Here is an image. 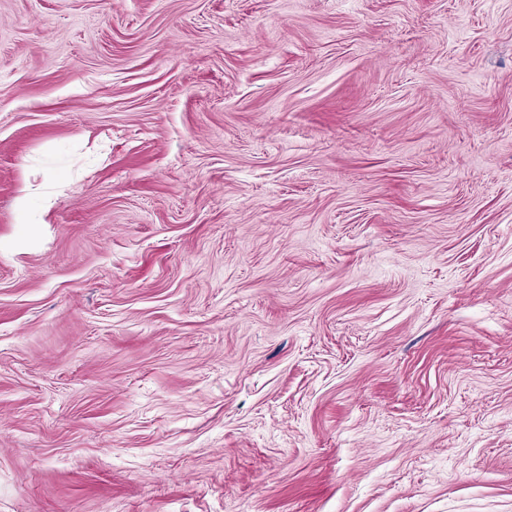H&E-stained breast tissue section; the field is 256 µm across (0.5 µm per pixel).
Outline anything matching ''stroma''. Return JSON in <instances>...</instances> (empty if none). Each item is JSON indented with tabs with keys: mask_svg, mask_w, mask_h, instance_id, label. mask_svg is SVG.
Here are the masks:
<instances>
[{
	"mask_svg": "<svg viewBox=\"0 0 512 512\" xmlns=\"http://www.w3.org/2000/svg\"><path fill=\"white\" fill-rule=\"evenodd\" d=\"M0 512H512V0H0Z\"/></svg>",
	"mask_w": 512,
	"mask_h": 512,
	"instance_id": "35a3bbf8",
	"label": "stroma"
}]
</instances>
